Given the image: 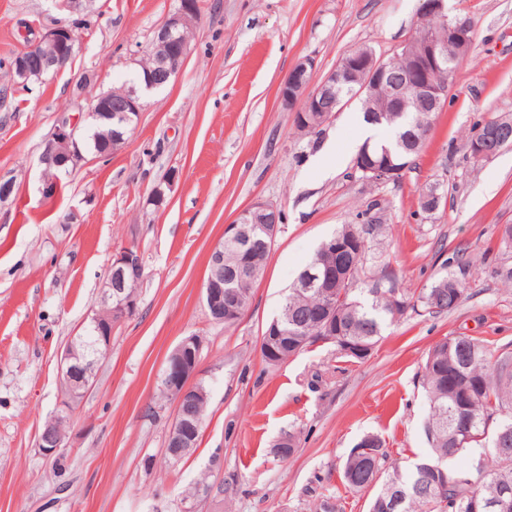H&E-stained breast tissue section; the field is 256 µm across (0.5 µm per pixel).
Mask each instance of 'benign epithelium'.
I'll list each match as a JSON object with an SVG mask.
<instances>
[{
	"mask_svg": "<svg viewBox=\"0 0 512 512\" xmlns=\"http://www.w3.org/2000/svg\"><path fill=\"white\" fill-rule=\"evenodd\" d=\"M437 17L446 26L443 36L429 34L422 39L412 36L401 43L398 50L408 56L411 66L404 82L397 84L386 77L387 63L368 47L350 50L321 81L315 80L316 62L311 57L299 60L281 85L280 100L284 109L294 113L297 127L304 128L305 114L315 111L318 99L324 95L347 89L348 94L338 101L343 108L359 99L367 105L373 101L390 104L391 112H439L448 101L449 83L439 75L451 70V64L460 53L472 47L473 24L466 16L448 21L445 0H422L421 19ZM196 4L193 0H181L180 8L157 28L153 42L160 47H170L174 53L161 55L155 60L157 75L168 80L180 73L188 57L189 40L184 30L196 20ZM76 51L75 38L71 31L59 26L47 29L39 38L29 43L11 65L13 76L25 81L33 76L56 73L66 67ZM124 112H140L141 98L133 89L123 91L117 99ZM512 121L502 118L485 127L473 144L477 159H489L509 145L505 139L507 125ZM76 127L66 118L58 122L53 138L40 156L44 170L63 167L68 162L79 166L88 162L86 156L74 148ZM355 169L372 175V179L385 183L398 179L406 166L388 160L376 162L370 156L369 146H364L357 158ZM263 215V248L271 252L279 230L281 213L277 205L258 202L253 205ZM248 212H242L232 223L225 225L224 239L218 241L209 253L213 274L203 285V300L213 320H224V315L239 316L246 293L231 288L224 291V244L247 245L251 237V221ZM144 266L140 252L126 247L112 257L110 276L103 285L101 309L91 321L98 339L82 336L68 344L60 359V378L64 390L61 410L55 420L69 413L78 403V396L92 386L96 365L106 357L112 342V328L134 313L137 295L128 291L132 280L143 276ZM279 322L273 321L260 337V353L270 362H280L281 333ZM202 351L199 336H187L170 353L160 380L163 390L174 403V418L168 435L166 453L178 459L195 447L196 438L202 428V420L195 407L200 400L207 399L201 385L193 383ZM38 445L46 456L58 454L66 446L62 438L43 434Z\"/></svg>",
	"mask_w": 512,
	"mask_h": 512,
	"instance_id": "1",
	"label": "benign epithelium"
}]
</instances>
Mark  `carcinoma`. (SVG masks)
I'll list each match as a JSON object with an SVG mask.
<instances>
[{
  "label": "carcinoma",
  "mask_w": 512,
  "mask_h": 512,
  "mask_svg": "<svg viewBox=\"0 0 512 512\" xmlns=\"http://www.w3.org/2000/svg\"><path fill=\"white\" fill-rule=\"evenodd\" d=\"M374 111L366 120L386 128L390 135L369 144L370 151L387 150L394 162L410 163L424 147L418 122L432 120L426 113L404 118L380 117ZM133 121L117 112L93 117L86 131L76 134L78 147L86 155L112 153L123 143ZM356 235L354 256L342 263L335 253L320 247L302 273L323 275L317 288H303L294 282L282 306L291 312L283 328L282 359L305 350L319 340L317 309L323 303H336V336L327 340L335 347L336 361L357 362L345 346L349 342L374 348L384 328L412 310L421 316L450 312L461 302L465 284L454 271L438 276L429 287L410 294L397 287L395 271L382 269L389 286L367 275L370 246L366 236L382 232L381 224L344 225ZM243 260L231 245H224V276L230 278ZM423 387L429 406L424 433L431 453L412 467H387L384 442L371 436L370 452L351 453L343 467V479L354 491L378 487L368 512H473V501L493 500L502 486L512 487V354L493 353L484 343L469 336L447 338L434 345L426 358ZM473 448L490 449L492 467L481 461L466 470L448 460L466 455Z\"/></svg>",
  "instance_id": "obj_1"
}]
</instances>
